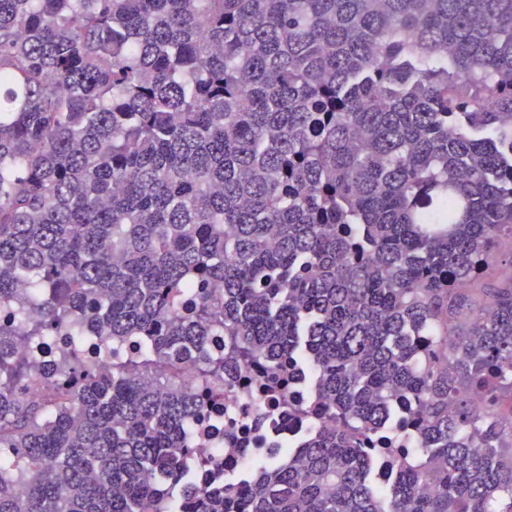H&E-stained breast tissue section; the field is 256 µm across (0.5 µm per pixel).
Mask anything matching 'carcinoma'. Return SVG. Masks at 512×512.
I'll return each mask as SVG.
<instances>
[{"label": "carcinoma", "instance_id": "carcinoma-1", "mask_svg": "<svg viewBox=\"0 0 512 512\" xmlns=\"http://www.w3.org/2000/svg\"><path fill=\"white\" fill-rule=\"evenodd\" d=\"M506 238L512 0H0V512H512ZM200 425L195 432L197 447L223 464H232L224 469V478L245 474L256 459L279 454L288 436L298 434L300 427L289 420L282 404L244 384L239 376L224 377V414L214 411ZM223 430L234 439H225Z\"/></svg>", "mask_w": 512, "mask_h": 512}]
</instances>
